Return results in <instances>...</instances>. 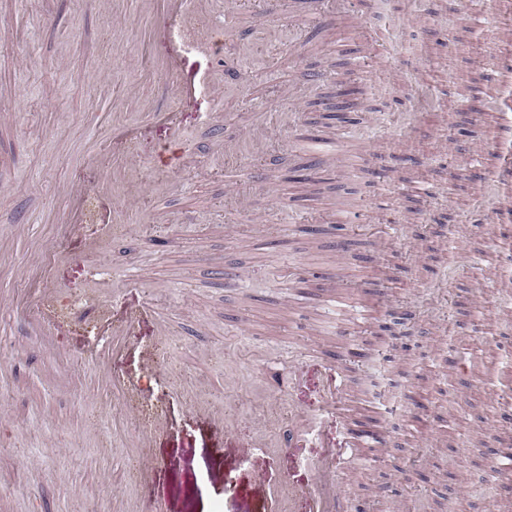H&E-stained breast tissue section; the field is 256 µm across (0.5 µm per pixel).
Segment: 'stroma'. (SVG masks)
Returning <instances> with one entry per match:
<instances>
[{
    "label": "stroma",
    "mask_w": 512,
    "mask_h": 512,
    "mask_svg": "<svg viewBox=\"0 0 512 512\" xmlns=\"http://www.w3.org/2000/svg\"><path fill=\"white\" fill-rule=\"evenodd\" d=\"M323 2L317 20L311 0L273 13L240 0L221 55L190 44L167 74L168 43L140 0H0V113L17 117L0 122V501L16 512H271L256 473L309 482L319 449L240 456L195 405L234 410L240 440L265 421L285 432L317 388L270 391L265 373L348 344L363 353L346 369L349 413L391 436L381 463L348 477L360 512H512V484L483 481L512 438L499 418L512 400V222L473 225L512 199L500 176L512 0ZM227 65L237 83H220ZM340 78L367 109L328 120ZM184 80L203 94L175 99ZM158 106L180 113L189 165L157 166L169 134L145 129L129 145L150 163L133 197L137 242L89 256L81 233H58L68 187L111 172L113 113ZM315 137L336 158L313 189L291 176L312 166ZM58 250L61 317L46 341L27 315ZM127 274L133 284L114 287ZM399 302L419 310L412 331L382 319ZM151 304L168 332L143 317L105 372L84 361L101 326ZM146 429L143 477L132 465Z\"/></svg>",
    "instance_id": "obj_1"
}]
</instances>
